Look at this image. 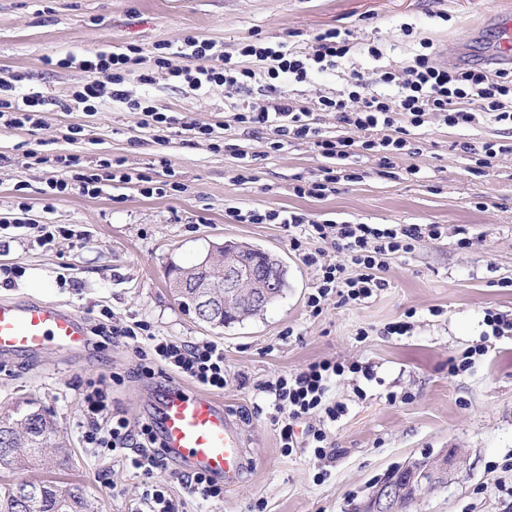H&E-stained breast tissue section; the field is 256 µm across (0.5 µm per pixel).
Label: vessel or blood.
Masks as SVG:
<instances>
[{"mask_svg": "<svg viewBox=\"0 0 512 512\" xmlns=\"http://www.w3.org/2000/svg\"><path fill=\"white\" fill-rule=\"evenodd\" d=\"M494 60L512 65V13L494 14ZM87 343L81 315L54 302L0 300V354L39 353L52 349L69 356ZM155 424L166 453L192 470L226 483L244 464L241 438L221 404L193 393L179 382L166 385L155 411Z\"/></svg>", "mask_w": 512, "mask_h": 512, "instance_id": "obj_1", "label": "vessel or blood"}]
</instances>
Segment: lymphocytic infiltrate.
<instances>
[{"instance_id":"1","label":"lymphocytic infiltrate","mask_w":512,"mask_h":512,"mask_svg":"<svg viewBox=\"0 0 512 512\" xmlns=\"http://www.w3.org/2000/svg\"><path fill=\"white\" fill-rule=\"evenodd\" d=\"M353 47V42L334 28L314 34L310 45L304 47L249 41L238 44L232 53L213 41L189 35L173 51L188 58L189 66H172L169 55L173 52L164 43L157 45L153 63L167 71L173 82L195 90L221 87L237 93L259 85L261 104L246 100L236 103L233 121L251 132L266 133L267 145L274 153L286 142L296 140L312 144L330 160L348 159L359 148L378 156L382 166L388 167L393 158L416 155L417 149L409 139L410 128L434 120L451 128H463L489 119L512 132V68L444 67L436 62L433 45L426 39L421 40L419 50L411 58L398 65L368 76L350 71L343 89L317 96L312 104H303L278 89L277 80L302 83L313 73L338 68ZM142 53V48L133 45L118 46L83 55L70 53L58 59L57 65L87 74L86 83L73 93L84 111H96L101 99L108 96L129 111L139 113L140 127L152 132L156 141H164L166 132L174 128L189 142L206 141L213 150H220L224 136L214 126L179 121L153 99L133 95L127 89L130 79L143 85L153 82L151 74L136 69ZM22 81V75L13 69L0 68L1 131L38 129L41 112L52 103L51 98L40 92L21 93ZM391 84L396 85V93L384 94V87ZM320 112L335 114L338 134L329 135L322 130L316 119ZM38 161L67 170L65 177L48 182L45 194L50 198L73 192L95 198L108 184L134 181L143 183L147 195L163 196L184 189L178 181L148 186L147 175L132 174L108 160L95 168L80 166L73 155L43 154ZM230 216L239 223L276 224L287 231L293 250L300 253L305 264L319 271V283L309 302L314 309L320 308L322 300L332 293L348 303L371 297L387 285L381 276L384 256L413 253L420 242L442 235L438 224H393L384 228L375 224H333L285 209H235ZM308 239L332 242L340 253L339 259L325 262L317 254L305 251L304 242ZM96 331L101 336L148 341L154 361L204 389L224 388V350L217 344L170 340L153 334L144 323L125 327L102 323ZM344 371L343 365L323 360L296 373L277 375L263 385V393L272 398L274 408L283 418V447L296 448V421L313 414L324 415L332 422L342 416L343 406L327 404L325 395L331 379ZM106 408L102 390L85 395V443L126 454L130 467L151 481L144 492L149 512H174L163 485L153 481L165 466L153 422H142L134 429L124 416L106 415Z\"/></svg>"}]
</instances>
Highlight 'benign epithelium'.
I'll return each mask as SVG.
<instances>
[{"instance_id": "obj_1", "label": "benign epithelium", "mask_w": 512, "mask_h": 512, "mask_svg": "<svg viewBox=\"0 0 512 512\" xmlns=\"http://www.w3.org/2000/svg\"><path fill=\"white\" fill-rule=\"evenodd\" d=\"M270 261L276 266L269 273L242 264L234 249L218 248L205 259L207 277L178 282L176 287L194 289V300L204 312L200 321L208 323L218 307L239 312L269 301L280 287L283 269L277 258ZM466 467V458L453 449L432 459L409 461L388 473L357 512H401L400 503L411 504L425 492L464 476Z\"/></svg>"}]
</instances>
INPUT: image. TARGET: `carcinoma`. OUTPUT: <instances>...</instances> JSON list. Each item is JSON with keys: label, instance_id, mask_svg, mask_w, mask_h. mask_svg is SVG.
Returning a JSON list of instances; mask_svg holds the SVG:
<instances>
[{"label": "carcinoma", "instance_id": "1", "mask_svg": "<svg viewBox=\"0 0 512 512\" xmlns=\"http://www.w3.org/2000/svg\"><path fill=\"white\" fill-rule=\"evenodd\" d=\"M66 449L56 420L36 406L16 417H0V466L52 472L64 465ZM0 512H99V508L76 484L9 481L0 484Z\"/></svg>", "mask_w": 512, "mask_h": 512}]
</instances>
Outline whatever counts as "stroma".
I'll return each instance as SVG.
<instances>
[{"mask_svg": "<svg viewBox=\"0 0 512 512\" xmlns=\"http://www.w3.org/2000/svg\"><path fill=\"white\" fill-rule=\"evenodd\" d=\"M511 7L512 0H0V68L24 74L25 89L54 100L38 130L0 132V217L19 216L24 201L38 225L69 231L44 246L37 228L0 229V299L52 301L91 327L106 318L118 326L144 322L158 336L223 347L227 384L214 398L239 432L245 467L216 505L188 497L178 481L186 465L167 460L157 479L180 512H354L388 472L451 448L468 461L464 477L426 492L410 512H512V335H489L484 323L490 310L512 314V288L501 285L512 279V154L480 170L459 148L512 136L491 122L470 129L432 122L411 129L419 152L395 160L391 172L378 156L359 152L347 165L363 172L362 180L340 182L323 197L300 196L296 186L318 178L329 159L302 141L270 153L262 135L232 127L223 89L190 90L151 59L156 44L177 45L189 35L230 51L241 42H285L293 33L307 38L336 28L360 43L347 65L365 73L408 56L422 38L455 64L482 65L493 39L491 15ZM127 44L142 48V69L154 76L153 84L133 82L130 90L186 121L229 124V149L215 152L173 134L157 143L139 128V114L108 98L94 112L62 110L86 75L55 67L54 59ZM374 45L382 51L377 60L368 54ZM73 127L80 130L74 141ZM237 148L250 165L252 179L244 184L234 179ZM31 150L75 155L85 167L120 158L130 171L157 182L172 175L186 189L160 197L119 185L95 199L73 193L48 201L42 191L62 172L28 158ZM411 165L418 174H407ZM21 181L26 188L19 193ZM232 207L295 210L338 223L440 224L445 233L412 254L389 256L388 286L371 298L346 304L332 294L316 313L308 305L316 268L278 225L238 223L227 215ZM463 237L471 248L458 247ZM226 241L280 259L287 287L261 314L219 328L181 308L169 271L198 263ZM404 319L409 332L388 335L389 324ZM478 346L484 355L450 376L449 362ZM140 358L137 343L126 338L89 340L76 356H0V412L37 402L70 443L62 471L0 468V478L49 476L84 486L101 512H145V477L82 438V401L95 388L105 392L111 413L133 424L152 419L154 397L170 375L138 374ZM324 359L368 372L333 378L327 400L343 404L344 414L334 422L319 415L301 420L294 427L298 448L284 451L272 401L259 386ZM116 372L122 383L113 382ZM312 427L326 431L330 457L306 447Z\"/></svg>", "mask_w": 512, "mask_h": 512, "instance_id": "1", "label": "stroma"}]
</instances>
